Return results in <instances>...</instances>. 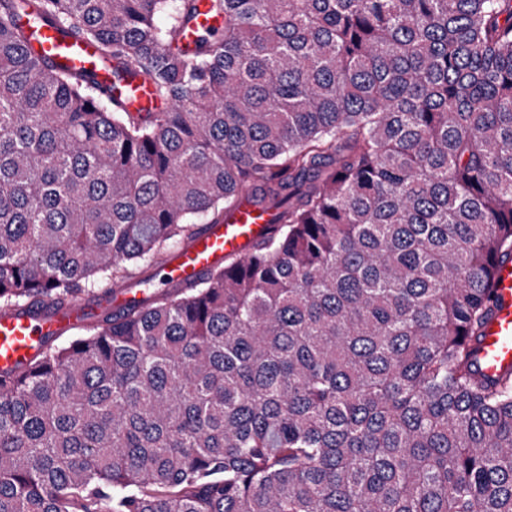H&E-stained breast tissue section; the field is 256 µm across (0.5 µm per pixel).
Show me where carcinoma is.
I'll use <instances>...</instances> for the list:
<instances>
[{
	"instance_id": "1",
	"label": "carcinoma",
	"mask_w": 512,
	"mask_h": 512,
	"mask_svg": "<svg viewBox=\"0 0 512 512\" xmlns=\"http://www.w3.org/2000/svg\"><path fill=\"white\" fill-rule=\"evenodd\" d=\"M0 0V309L96 285L243 198L267 236L0 375V512H512V0ZM145 74L130 112L15 15ZM119 91L132 111L163 112L169 106L167 101L155 98L150 81L143 76L121 86ZM491 316L476 344L479 370L489 377L512 373V256H499L493 270Z\"/></svg>"
}]
</instances>
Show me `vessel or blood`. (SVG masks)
I'll return each mask as SVG.
<instances>
[{
  "instance_id": "1",
  "label": "vessel or blood",
  "mask_w": 512,
  "mask_h": 512,
  "mask_svg": "<svg viewBox=\"0 0 512 512\" xmlns=\"http://www.w3.org/2000/svg\"><path fill=\"white\" fill-rule=\"evenodd\" d=\"M34 51L58 65L89 73L105 95L121 91L131 110L162 112L167 102L155 98L146 77L115 86L112 68L95 45L65 36L47 25H32ZM268 212L246 204L226 214L216 224L203 225L199 233L161 267L167 287H186L208 270L223 265L228 256L250 253L265 233ZM491 316L480 331L476 360L480 371L490 377L512 373V256H501L493 270ZM88 311L82 299L61 306L49 298L0 311V374L29 361L63 333L84 324Z\"/></svg>"
}]
</instances>
